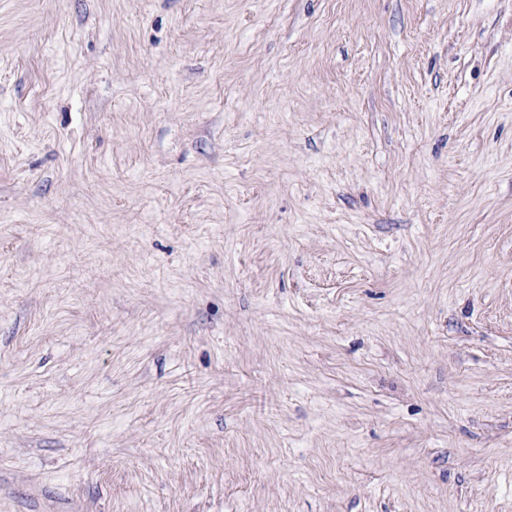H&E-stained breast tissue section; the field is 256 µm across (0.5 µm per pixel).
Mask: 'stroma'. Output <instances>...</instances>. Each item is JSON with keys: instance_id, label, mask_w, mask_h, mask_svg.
<instances>
[{"instance_id": "stroma-1", "label": "stroma", "mask_w": 512, "mask_h": 512, "mask_svg": "<svg viewBox=\"0 0 512 512\" xmlns=\"http://www.w3.org/2000/svg\"><path fill=\"white\" fill-rule=\"evenodd\" d=\"M0 512H512V0H0Z\"/></svg>"}]
</instances>
